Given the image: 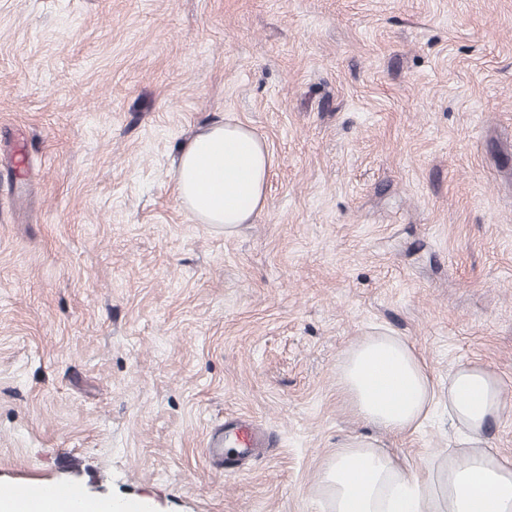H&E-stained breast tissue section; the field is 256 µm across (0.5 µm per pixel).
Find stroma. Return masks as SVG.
Masks as SVG:
<instances>
[{"label": "stroma", "mask_w": 512, "mask_h": 512, "mask_svg": "<svg viewBox=\"0 0 512 512\" xmlns=\"http://www.w3.org/2000/svg\"><path fill=\"white\" fill-rule=\"evenodd\" d=\"M220 119L271 158L230 234L176 199ZM384 331L443 395L498 374L512 456V0H0L1 486L327 512L355 437L427 478L447 400L397 436L338 394ZM235 417L264 440L229 467L205 442Z\"/></svg>", "instance_id": "stroma-1"}]
</instances>
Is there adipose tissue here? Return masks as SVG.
Instances as JSON below:
<instances>
[{"label":"adipose tissue","mask_w":512,"mask_h":512,"mask_svg":"<svg viewBox=\"0 0 512 512\" xmlns=\"http://www.w3.org/2000/svg\"><path fill=\"white\" fill-rule=\"evenodd\" d=\"M269 165L265 143L249 127L212 122L181 148L178 202L198 222L232 233L263 209ZM338 387L356 418L393 434L421 426L436 403L425 360L385 332L349 346ZM504 409L502 382L493 371L479 363L459 365L448 377V416L460 432L458 451L441 457L421 482L397 455L352 439L319 475L329 512H512V459L489 444L490 428Z\"/></svg>","instance_id":"obj_1"}]
</instances>
